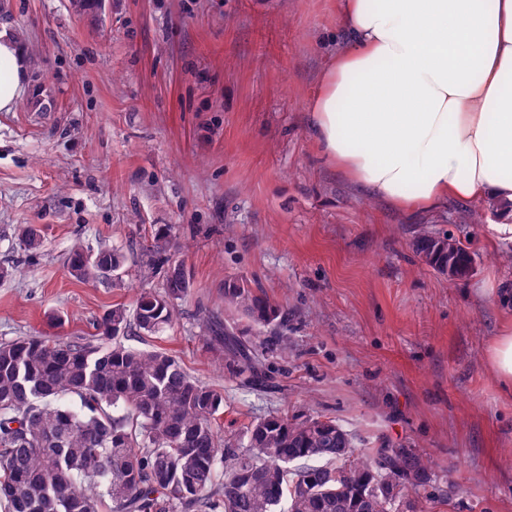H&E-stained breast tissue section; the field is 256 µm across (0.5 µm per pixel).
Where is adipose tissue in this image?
Instances as JSON below:
<instances>
[{"mask_svg": "<svg viewBox=\"0 0 512 512\" xmlns=\"http://www.w3.org/2000/svg\"><path fill=\"white\" fill-rule=\"evenodd\" d=\"M349 42L310 112L321 154L408 211L456 198L504 202L512 236V0H338ZM28 89V60L0 29V112ZM512 389V323L486 349Z\"/></svg>", "mask_w": 512, "mask_h": 512, "instance_id": "obj_1", "label": "adipose tissue"}]
</instances>
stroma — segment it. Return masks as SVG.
Listing matches in <instances>:
<instances>
[{"mask_svg": "<svg viewBox=\"0 0 512 512\" xmlns=\"http://www.w3.org/2000/svg\"><path fill=\"white\" fill-rule=\"evenodd\" d=\"M25 48L29 89L0 112V341L97 335L115 304L161 288L166 251L193 280L173 324L125 345L160 348L224 396L223 435L256 416L321 415L358 446L426 457L429 512H512V391L484 350L512 299V240L491 202L408 213L325 161L311 103L345 46L336 0H0ZM23 224L44 236L20 249ZM445 235L473 259L452 280L414 251ZM117 248L118 279H73L75 242ZM246 280L288 311L267 389L240 386L207 321Z\"/></svg>", "mask_w": 512, "mask_h": 512, "instance_id": "1", "label": "stroma"}]
</instances>
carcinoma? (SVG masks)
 <instances>
[{
  "label": "carcinoma",
  "instance_id": "cac0c4a2",
  "mask_svg": "<svg viewBox=\"0 0 512 512\" xmlns=\"http://www.w3.org/2000/svg\"><path fill=\"white\" fill-rule=\"evenodd\" d=\"M19 245L36 249L41 230L20 226ZM448 237L415 241L423 263L463 279L472 258ZM160 291L116 304L93 341L20 336L0 342V501L8 512H426L427 458L411 448H359L321 416L267 415L238 438L216 418L224 397L189 375L176 356L134 349L131 330L151 336L171 325L193 283L170 261ZM126 256L77 243L67 266L75 279L117 275ZM224 303L261 327L282 326L286 309L241 280L224 281ZM224 342L225 367L244 388L260 385L278 344L210 325Z\"/></svg>",
  "mask_w": 512,
  "mask_h": 512
}]
</instances>
